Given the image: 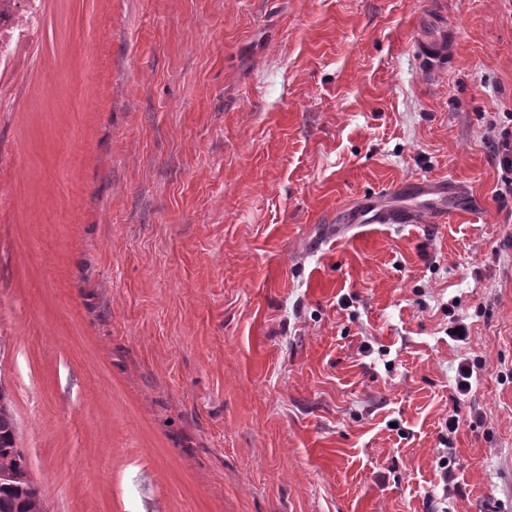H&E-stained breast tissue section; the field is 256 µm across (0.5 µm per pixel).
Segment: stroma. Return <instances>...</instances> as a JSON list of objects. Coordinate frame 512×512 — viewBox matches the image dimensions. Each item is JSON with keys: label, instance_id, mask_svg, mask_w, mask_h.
<instances>
[{"label": "stroma", "instance_id": "obj_1", "mask_svg": "<svg viewBox=\"0 0 512 512\" xmlns=\"http://www.w3.org/2000/svg\"><path fill=\"white\" fill-rule=\"evenodd\" d=\"M43 11L0 384L52 512H512V0ZM444 179L441 223L355 221Z\"/></svg>", "mask_w": 512, "mask_h": 512}]
</instances>
